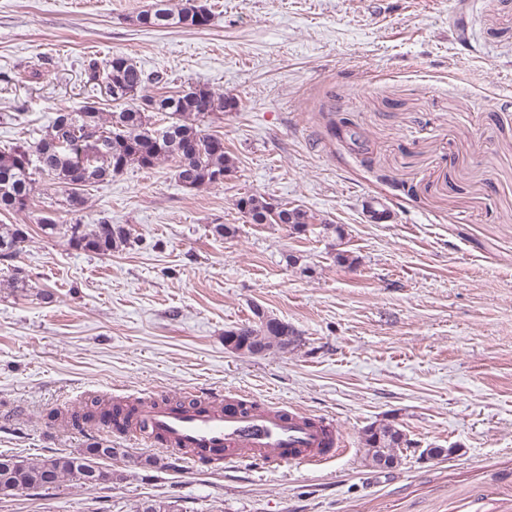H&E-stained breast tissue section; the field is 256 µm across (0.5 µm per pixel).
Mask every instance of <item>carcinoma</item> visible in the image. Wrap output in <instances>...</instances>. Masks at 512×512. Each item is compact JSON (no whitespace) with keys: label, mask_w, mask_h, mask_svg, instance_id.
Listing matches in <instances>:
<instances>
[{"label":"carcinoma","mask_w":512,"mask_h":512,"mask_svg":"<svg viewBox=\"0 0 512 512\" xmlns=\"http://www.w3.org/2000/svg\"><path fill=\"white\" fill-rule=\"evenodd\" d=\"M200 14L204 24L210 25L213 14L202 0H181L177 8L171 7L169 0H155L137 20L150 18L152 28H193ZM84 74L86 84L115 103L116 109L110 111L97 100L86 102L78 111L59 108L45 135L36 142L0 151L1 214L28 208L37 174L63 188L68 205L79 210L86 203L84 188L91 185L84 178L87 171L95 175L97 183L131 167L152 169L168 163L180 183L199 189L212 186L213 173L234 170L233 160L224 150V136L202 129V122L214 112L235 109V100L197 86L169 90L162 74L147 73L124 55L113 56L103 69L91 57ZM145 101L156 102L157 111L145 110ZM237 206L251 224H285L297 234L305 232L313 219L298 206L274 204L256 194L240 197ZM70 232L71 242L98 255L111 254L128 245L131 238L126 225L114 224L107 218L96 224H74ZM28 238V225L1 224L0 261H14ZM254 316L255 320L224 331L226 336L237 337L243 354L254 357L272 350L286 352L300 344L299 332L287 322L259 309ZM95 406L96 413L77 415L74 422L87 424L120 411L130 416L137 410L135 405L105 407L99 401ZM361 442L393 459L400 458L401 449L411 446L406 434L390 423L365 427ZM118 454L117 448H88L77 456L28 461L0 453V468L18 460L20 466L11 472L10 480L22 492L49 489L65 478L93 487L112 479V472L104 469L100 460Z\"/></svg>","instance_id":"1"}]
</instances>
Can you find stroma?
<instances>
[{
	"instance_id": "35a3bbf8",
	"label": "stroma",
	"mask_w": 512,
	"mask_h": 512,
	"mask_svg": "<svg viewBox=\"0 0 512 512\" xmlns=\"http://www.w3.org/2000/svg\"><path fill=\"white\" fill-rule=\"evenodd\" d=\"M151 2L0 0V113L13 115L0 150L84 105L90 56L238 103L203 124L235 161L223 185L132 167L80 211L40 180L28 210L0 214L31 227L14 266L0 261V452H124L104 463L110 482L0 494V512H512V0H208L195 29L142 27ZM246 194L315 220L301 234L247 223ZM49 212L52 239L36 226ZM103 217L130 225L131 244L70 243L69 225ZM340 246L355 267L336 264ZM17 267L26 287L11 285ZM257 306L300 346L229 351L225 330ZM193 389L333 419L348 451L319 467L194 465L70 420L97 399ZM373 423L412 442L392 468L361 443ZM430 446L449 454L423 457Z\"/></svg>"
}]
</instances>
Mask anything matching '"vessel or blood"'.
<instances>
[{
    "mask_svg": "<svg viewBox=\"0 0 512 512\" xmlns=\"http://www.w3.org/2000/svg\"><path fill=\"white\" fill-rule=\"evenodd\" d=\"M123 429L131 440L179 453L194 464H321L335 457L339 444L333 422L279 405H246L238 394L205 405H149Z\"/></svg>",
    "mask_w": 512,
    "mask_h": 512,
    "instance_id": "obj_1",
    "label": "vessel or blood"
}]
</instances>
